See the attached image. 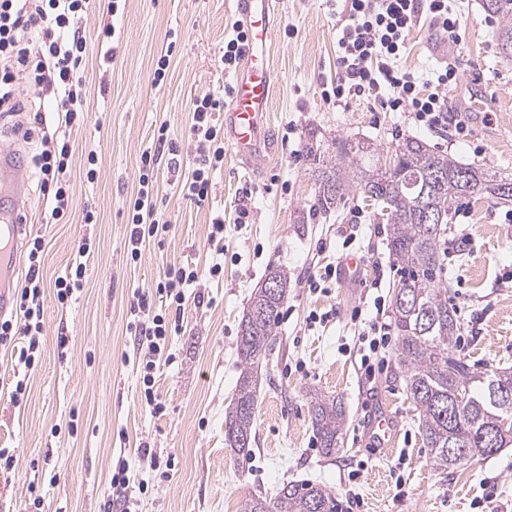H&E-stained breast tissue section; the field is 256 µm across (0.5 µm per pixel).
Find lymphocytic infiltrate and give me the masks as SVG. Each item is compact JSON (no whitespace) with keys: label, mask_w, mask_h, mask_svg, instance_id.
Instances as JSON below:
<instances>
[{"label":"lymphocytic infiltrate","mask_w":512,"mask_h":512,"mask_svg":"<svg viewBox=\"0 0 512 512\" xmlns=\"http://www.w3.org/2000/svg\"><path fill=\"white\" fill-rule=\"evenodd\" d=\"M93 7V0H0V110L15 109L19 87L31 95L53 96L59 121L72 124L87 105L79 69L88 54V40L79 26L81 18ZM348 23L338 41L340 80L332 88L335 99L359 96L373 91L384 95L386 110L409 109L423 128L436 132L454 129L458 137L468 135L466 122L451 113L438 94H423L414 75L393 69L391 61L404 48L411 28L420 14H428L434 27L452 43L461 40L460 23L448 11V0H343ZM39 29L37 43H30L31 29ZM225 85L223 95L211 93L196 97L192 105L189 134L196 144L192 168L184 177L180 191L196 203H205L212 177L224 163V126L216 114L224 109V94L232 93ZM153 150L143 152L137 173V190L128 207L130 256L141 257L147 237L157 233L161 217L156 208L157 163L160 155H177L178 145L170 138L167 127H159ZM73 154L68 141L47 140L33 159L41 186L50 196V216L60 219L67 212L72 195L68 173ZM28 272L26 283L15 296V305L23 317L22 326L0 319V345L11 346L17 360L31 368L40 355L43 331L41 298L43 295L42 238L26 241ZM198 280L190 267L170 268L156 284L154 295L137 297L138 315L127 324L131 336L148 350L143 366L144 398L155 405L153 371L162 357L170 336L180 330L178 319L152 310V296L183 305L184 290ZM369 322L360 365L366 380H374L373 356L391 336L384 304H376Z\"/></svg>","instance_id":"lymphocytic-infiltrate-1"}]
</instances>
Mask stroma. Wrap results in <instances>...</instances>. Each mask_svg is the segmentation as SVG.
Returning a JSON list of instances; mask_svg holds the SVG:
<instances>
[{"instance_id":"1","label":"stroma","mask_w":512,"mask_h":512,"mask_svg":"<svg viewBox=\"0 0 512 512\" xmlns=\"http://www.w3.org/2000/svg\"><path fill=\"white\" fill-rule=\"evenodd\" d=\"M460 20L462 41L440 36L428 19L409 34L393 59L418 76L424 92L446 102L458 98L467 78L481 81L491 117L469 121V135L420 129L413 114L388 112L373 94L327 101L324 89L338 77V40L347 23L333 0H275L279 31L270 51L273 74L267 126L277 149L254 171L232 152L212 178L207 203L183 197L180 173L189 172L195 144L189 137L191 104L233 82L221 56L224 36L237 17L230 0H126L119 17L96 8L81 27L91 45L81 66L89 110L67 128L74 154L73 199L61 220L49 218L32 159L53 122L51 97L20 93V109L0 113V148L11 151L22 173L27 236L42 237L44 295L40 358L33 369L16 366L0 347V381L27 383L22 405L0 392V448L14 466L0 474V512H31L28 488L37 485L42 512H119L112 505L110 476L117 460L128 464L127 495L135 512H239L254 493L275 495L287 482L325 486L347 512H481L495 491V512H512V447L439 473L423 440L419 416L397 364L395 347L382 350L383 372L366 383L360 370L359 336L368 328L375 297L391 300L399 279L387 248L388 226L362 196L328 215H311L315 180L306 158L310 139H365L389 160L406 137L427 143L463 164L493 168L512 177V60L498 51V21L482 0H448ZM119 36L116 58L94 37L106 25ZM169 54L163 85L153 83L157 58ZM456 67L448 86L431 77L445 64ZM180 147V173L161 156L157 210L167 228L144 242L142 256L128 254V206L136 189L139 159L153 148L159 126ZM96 153L97 178L87 182L83 163ZM250 211L239 223L241 207ZM97 221H82L85 208ZM448 238L465 241L445 266L448 303L460 322V346L470 360L512 365L511 207L488 200L456 202ZM224 218V276L210 277L215 259L211 222ZM351 245H344V238ZM89 239L83 286L67 304L55 298L54 280ZM365 260L363 278L351 284L321 280L342 256ZM192 266L199 280L185 291L180 332L170 337L167 360L158 361L153 413L142 400L144 356L126 327L137 294L150 293L172 267ZM283 267L291 285L278 319L273 350L259 368L256 447L250 458L224 442L226 412L239 376L237 336L253 290L270 269ZM316 287H309L310 279ZM335 395L346 420L340 450L327 458L314 437L309 391ZM399 422L394 446L379 448L364 437L374 411ZM147 445L159 467L143 462Z\"/></svg>"}]
</instances>
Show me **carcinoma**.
I'll use <instances>...</instances> for the list:
<instances>
[{"mask_svg":"<svg viewBox=\"0 0 512 512\" xmlns=\"http://www.w3.org/2000/svg\"><path fill=\"white\" fill-rule=\"evenodd\" d=\"M484 10L499 21L498 47L512 48V0H482ZM306 157L313 169V211L325 214L352 192L383 204L387 211V246L401 269L392 303L397 356L410 397L419 411L423 439L435 467L446 472L460 467L452 448H462L466 460L489 457L512 445V402L495 404L489 382L512 389V367L477 368L463 355L458 341L456 311L448 306V289L442 281L441 246L447 230L448 211L438 222L428 214L444 201L475 199L511 203L512 194L501 192L507 177L481 166L462 165L452 157L431 150L420 139L407 137L393 150V167L380 162L370 142L332 139L331 147L310 142ZM446 174L431 183L408 189L405 181L430 169ZM470 175L471 186L456 175ZM288 295V270L271 269L252 293L239 325L237 350L241 371L236 397L225 418L224 441L238 456L248 458L255 444L258 367L273 346L280 309ZM468 393L464 425L452 420L450 410L459 391ZM312 428L322 454H336L345 423L343 407L332 395L313 390L309 396ZM490 431L500 434L493 446L483 439ZM240 512H338L336 496L314 483H288L275 498L255 495Z\"/></svg>","mask_w":512,"mask_h":512,"instance_id":"cac0c4a2","label":"carcinoma"}]
</instances>
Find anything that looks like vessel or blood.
<instances>
[{
    "label": "vessel or blood",
    "mask_w": 512,
    "mask_h": 512,
    "mask_svg": "<svg viewBox=\"0 0 512 512\" xmlns=\"http://www.w3.org/2000/svg\"><path fill=\"white\" fill-rule=\"evenodd\" d=\"M273 0H232L234 12L248 28V40L243 48L242 66L234 77V93L225 106L224 127L235 155L249 165H260L275 151L268 136L266 114L272 99V73L265 63L268 48L276 42L278 30L272 22ZM468 95L463 101L464 112L486 111L488 96L480 82L467 83ZM22 186L20 171L11 155L0 149V192L18 198ZM369 432L379 445L394 444L396 424L385 412L373 416Z\"/></svg>",
    "instance_id": "b4317fda"
}]
</instances>
